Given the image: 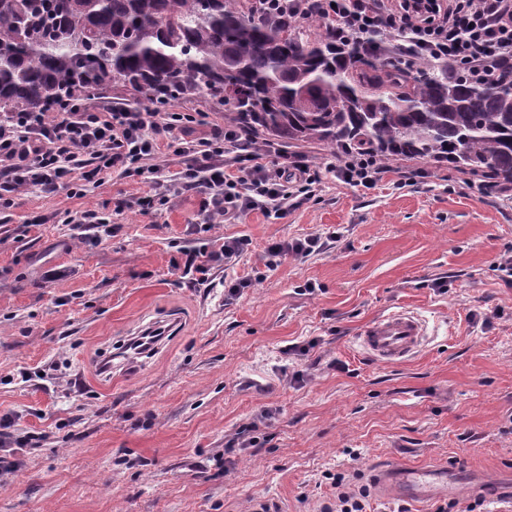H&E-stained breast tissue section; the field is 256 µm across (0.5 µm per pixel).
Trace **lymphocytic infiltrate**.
Here are the masks:
<instances>
[{"mask_svg":"<svg viewBox=\"0 0 512 512\" xmlns=\"http://www.w3.org/2000/svg\"><path fill=\"white\" fill-rule=\"evenodd\" d=\"M252 7L278 19L318 18L331 25L340 42L363 37L389 42L403 65L430 59L476 79H497L496 63L512 60V0H252ZM196 117L134 108L93 109L86 98L63 97L54 116L19 112L0 121V212L14 207L17 193H53L69 188L81 196L118 172L142 175L162 151L182 157L183 168L167 175L170 190L203 194L210 217L235 220L261 211L285 215L288 202L315 196L319 170L302 156L272 162L254 148L239 149L236 129L215 126L211 137L187 139ZM386 167L368 154L345 156L336 169L347 184L375 188ZM239 238L219 249L192 251L187 261L201 279L218 266L236 265L243 251ZM331 503L319 512H372L369 485L355 474L330 477Z\"/></svg>","mask_w":512,"mask_h":512,"instance_id":"obj_1","label":"lymphocytic infiltrate"}]
</instances>
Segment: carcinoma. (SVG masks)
I'll return each mask as SVG.
<instances>
[{
	"instance_id": "obj_1",
	"label": "carcinoma",
	"mask_w": 512,
	"mask_h": 512,
	"mask_svg": "<svg viewBox=\"0 0 512 512\" xmlns=\"http://www.w3.org/2000/svg\"><path fill=\"white\" fill-rule=\"evenodd\" d=\"M492 82L403 67L387 45L260 15L248 0H0V118L111 82L149 104L205 88L251 140L418 158L512 185V62Z\"/></svg>"
}]
</instances>
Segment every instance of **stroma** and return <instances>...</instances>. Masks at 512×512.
<instances>
[{
  "instance_id": "1",
  "label": "stroma",
  "mask_w": 512,
  "mask_h": 512,
  "mask_svg": "<svg viewBox=\"0 0 512 512\" xmlns=\"http://www.w3.org/2000/svg\"><path fill=\"white\" fill-rule=\"evenodd\" d=\"M286 152L323 180L279 218L211 225L201 195L174 193L117 212L156 191L149 173L82 197L25 192L0 215V417L43 436L0 475V512H317L330 474L381 460L454 463L471 476L453 495L463 504L476 480L512 486V283L494 269L512 248V191L421 159L366 189L332 172L323 145ZM86 210L111 235L77 239L64 219ZM314 233L322 253L267 270L269 243ZM237 237L248 246L233 268L205 282L186 268V251ZM227 280L249 286L232 297ZM401 307L426 321L427 345L379 364L355 333ZM168 318L155 354L100 376L102 355ZM250 422L255 447L225 453Z\"/></svg>"
}]
</instances>
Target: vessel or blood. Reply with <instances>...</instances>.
Returning <instances> with one entry per match:
<instances>
[{
  "mask_svg": "<svg viewBox=\"0 0 512 512\" xmlns=\"http://www.w3.org/2000/svg\"><path fill=\"white\" fill-rule=\"evenodd\" d=\"M427 326L417 313L400 309L373 319L358 333L360 348L375 361L393 365L420 352L425 344ZM375 483L395 495L413 499L428 498L430 492L448 482L447 468H414L381 464Z\"/></svg>",
  "mask_w": 512,
  "mask_h": 512,
  "instance_id": "b4317fda",
  "label": "vessel or blood"
}]
</instances>
